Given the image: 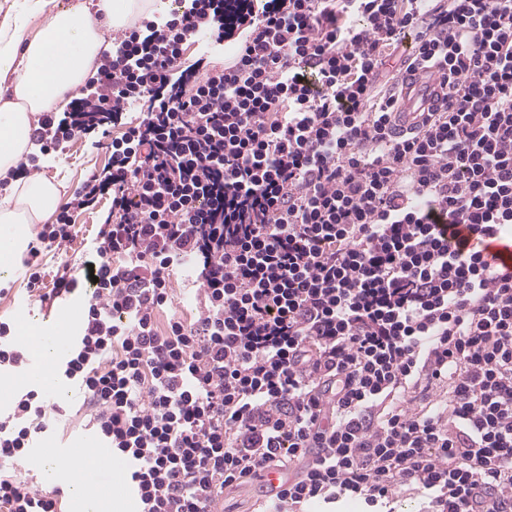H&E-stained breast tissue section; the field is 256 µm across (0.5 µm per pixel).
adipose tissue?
Listing matches in <instances>:
<instances>
[{"label":"adipose tissue","instance_id":"obj_1","mask_svg":"<svg viewBox=\"0 0 512 512\" xmlns=\"http://www.w3.org/2000/svg\"><path fill=\"white\" fill-rule=\"evenodd\" d=\"M48 0H11L0 17V175L11 173L38 145L29 134L43 112L58 111L69 93L84 86L98 66L104 39L101 21L121 27L142 14L164 10V0H82L47 13ZM62 202L49 179L14 182L0 198V279H12L27 249L26 227L42 224Z\"/></svg>","mask_w":512,"mask_h":512}]
</instances>
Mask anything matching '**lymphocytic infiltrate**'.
<instances>
[{
    "mask_svg": "<svg viewBox=\"0 0 512 512\" xmlns=\"http://www.w3.org/2000/svg\"><path fill=\"white\" fill-rule=\"evenodd\" d=\"M183 0L112 36L64 112L30 138L108 143L22 261L39 302L83 297L60 375L125 466L139 512H216L291 468L261 512H512V0ZM221 70L183 66L199 29ZM442 97L396 130L399 85ZM106 204L93 272L44 288L42 250ZM191 264L196 313L171 309ZM63 412L42 388L0 413V512H63L14 466Z\"/></svg>",
    "mask_w": 512,
    "mask_h": 512,
    "instance_id": "1",
    "label": "lymphocytic infiltrate"
}]
</instances>
